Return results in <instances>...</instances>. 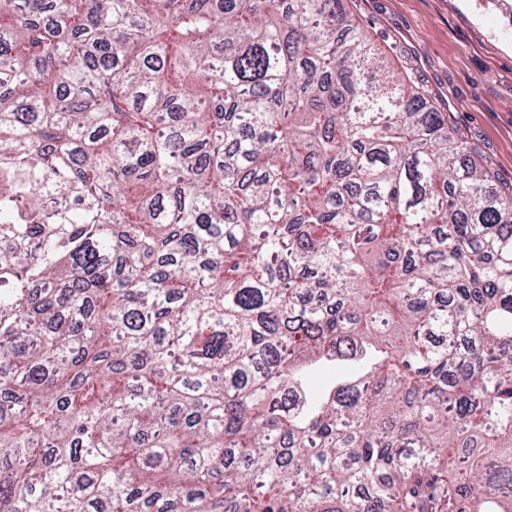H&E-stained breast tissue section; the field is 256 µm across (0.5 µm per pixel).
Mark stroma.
I'll return each mask as SVG.
<instances>
[{
  "label": "stroma",
  "instance_id": "1",
  "mask_svg": "<svg viewBox=\"0 0 512 512\" xmlns=\"http://www.w3.org/2000/svg\"><path fill=\"white\" fill-rule=\"evenodd\" d=\"M391 66L512 185V0H343Z\"/></svg>",
  "mask_w": 512,
  "mask_h": 512
}]
</instances>
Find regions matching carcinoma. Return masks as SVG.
Returning a JSON list of instances; mask_svg holds the SVG:
<instances>
[{"mask_svg":"<svg viewBox=\"0 0 512 512\" xmlns=\"http://www.w3.org/2000/svg\"><path fill=\"white\" fill-rule=\"evenodd\" d=\"M0 512H512V193L342 0H0Z\"/></svg>","mask_w":512,"mask_h":512,"instance_id":"carcinoma-1","label":"carcinoma"}]
</instances>
